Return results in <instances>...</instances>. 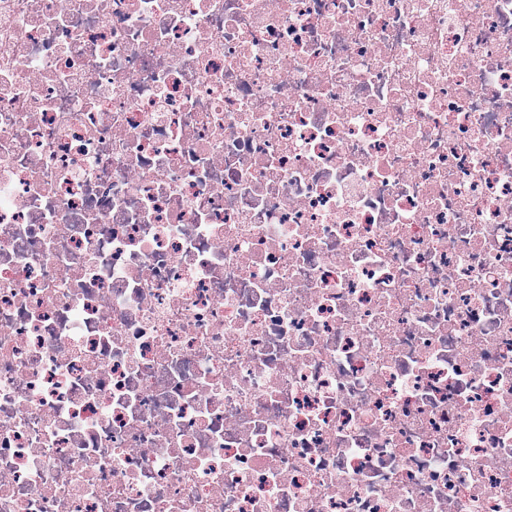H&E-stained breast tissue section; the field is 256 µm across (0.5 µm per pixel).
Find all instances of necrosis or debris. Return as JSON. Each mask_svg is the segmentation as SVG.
<instances>
[{"instance_id":"1","label":"necrosis or debris","mask_w":512,"mask_h":512,"mask_svg":"<svg viewBox=\"0 0 512 512\" xmlns=\"http://www.w3.org/2000/svg\"><path fill=\"white\" fill-rule=\"evenodd\" d=\"M0 512H512V0H0Z\"/></svg>"}]
</instances>
